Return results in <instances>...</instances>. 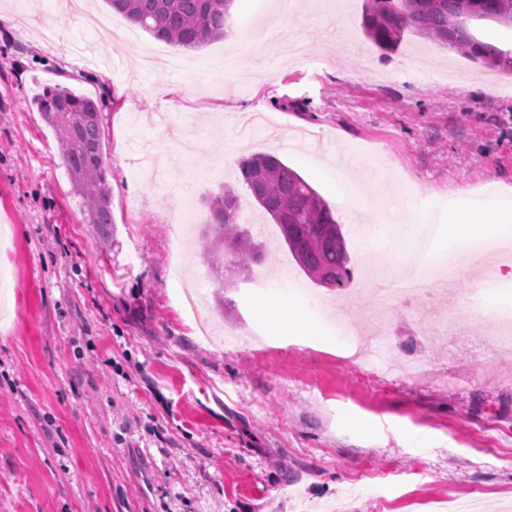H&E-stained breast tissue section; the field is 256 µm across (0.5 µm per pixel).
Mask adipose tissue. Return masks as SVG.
<instances>
[{
  "label": "adipose tissue",
  "mask_w": 512,
  "mask_h": 512,
  "mask_svg": "<svg viewBox=\"0 0 512 512\" xmlns=\"http://www.w3.org/2000/svg\"><path fill=\"white\" fill-rule=\"evenodd\" d=\"M512 239V204L501 202L494 206L460 213L448 227V255L460 260L468 242L473 240Z\"/></svg>",
  "instance_id": "adipose-tissue-1"
}]
</instances>
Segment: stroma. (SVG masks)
I'll use <instances>...</instances> for the list:
<instances>
[{
    "label": "stroma",
    "instance_id": "1",
    "mask_svg": "<svg viewBox=\"0 0 512 512\" xmlns=\"http://www.w3.org/2000/svg\"><path fill=\"white\" fill-rule=\"evenodd\" d=\"M368 0H355L358 51L332 44L342 23L314 0H236L235 40L195 49L143 30L104 0L91 7L113 39L104 71L84 53L95 35L59 0L31 8V30L0 25V512H434L478 494L512 505V369L476 367L473 345L495 328L467 301L479 271L459 262L447 285L408 300L358 279L316 284L279 226L255 204L237 162L278 156L328 202L347 234L352 271L408 259L373 220L398 202L438 227L445 252L458 211L512 188V94L500 68L408 30L377 46ZM54 21V42L34 33ZM282 41L306 63L261 47ZM461 61L455 79L445 73ZM62 85L99 99L110 156L112 234L84 223L55 131L35 100ZM179 92L164 102L160 91ZM351 156L358 202L336 201L331 158ZM232 188L239 222L263 247L250 278L219 285L204 234L210 198ZM197 290L223 325L258 344L202 338L179 304ZM324 299L282 330L260 314L286 288ZM381 297L397 350L427 362L418 378L355 366L330 320L363 336L354 296ZM451 308L454 351L430 346L416 319ZM426 435L431 447H415Z\"/></svg>",
    "mask_w": 512,
    "mask_h": 512
}]
</instances>
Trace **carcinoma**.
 Returning a JSON list of instances; mask_svg holds the SVG:
<instances>
[{
	"label": "carcinoma",
	"instance_id": "1",
	"mask_svg": "<svg viewBox=\"0 0 512 512\" xmlns=\"http://www.w3.org/2000/svg\"><path fill=\"white\" fill-rule=\"evenodd\" d=\"M112 10L154 38L194 48L225 36L234 0H105ZM370 0L364 25L372 41L384 46L407 29L470 58H482L512 70V54L479 41L463 26L470 17L494 19L512 27V0ZM43 119L57 132L63 161L74 188L85 203L84 220L102 236L112 230L110 189L106 182L107 153L99 103L59 85L47 86L36 102ZM239 170L256 204L278 224L298 266L313 281L331 270L341 287L351 270L346 240L331 206L297 171L273 154L256 153L239 161ZM215 256L225 272H248L261 260V245L237 222L238 198L233 190L208 202Z\"/></svg>",
	"mask_w": 512,
	"mask_h": 512
}]
</instances>
